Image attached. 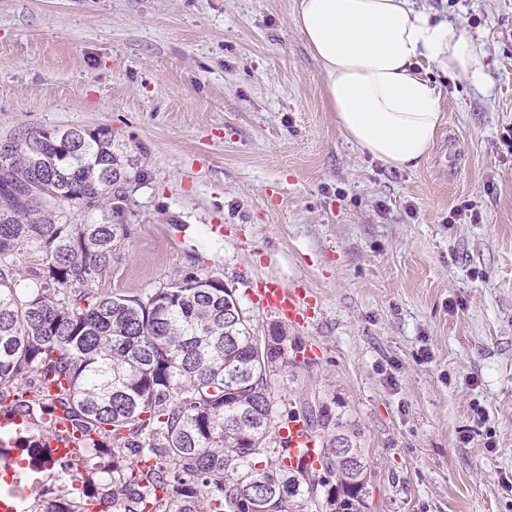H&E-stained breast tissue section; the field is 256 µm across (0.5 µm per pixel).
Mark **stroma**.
Instances as JSON below:
<instances>
[{
  "label": "stroma",
  "instance_id": "1",
  "mask_svg": "<svg viewBox=\"0 0 512 512\" xmlns=\"http://www.w3.org/2000/svg\"><path fill=\"white\" fill-rule=\"evenodd\" d=\"M487 53L480 82L418 69L442 121L416 168L336 123L295 0H0V141L109 129L136 159L110 286L217 273L307 290L311 364L361 432L363 512H512V0H417Z\"/></svg>",
  "mask_w": 512,
  "mask_h": 512
}]
</instances>
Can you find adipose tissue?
Segmentation results:
<instances>
[{
	"instance_id": "adipose-tissue-1",
	"label": "adipose tissue",
	"mask_w": 512,
	"mask_h": 512,
	"mask_svg": "<svg viewBox=\"0 0 512 512\" xmlns=\"http://www.w3.org/2000/svg\"><path fill=\"white\" fill-rule=\"evenodd\" d=\"M295 22L321 65L339 128L393 169L417 167L442 120L420 61L473 81L486 69L480 43L414 0H297Z\"/></svg>"
}]
</instances>
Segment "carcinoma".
Here are the masks:
<instances>
[{
  "mask_svg": "<svg viewBox=\"0 0 512 512\" xmlns=\"http://www.w3.org/2000/svg\"><path fill=\"white\" fill-rule=\"evenodd\" d=\"M0 153V404L38 424L63 409L82 435L78 498L41 512H362L360 430L336 398L271 395L304 341L255 329L214 274L145 295L102 287L134 230L114 224L140 179L104 130L42 131ZM118 173L112 178V173ZM101 212L71 224L63 210ZM299 418L321 466L293 464L279 429Z\"/></svg>",
  "mask_w": 512,
  "mask_h": 512,
  "instance_id": "carcinoma-1",
  "label": "carcinoma"
}]
</instances>
